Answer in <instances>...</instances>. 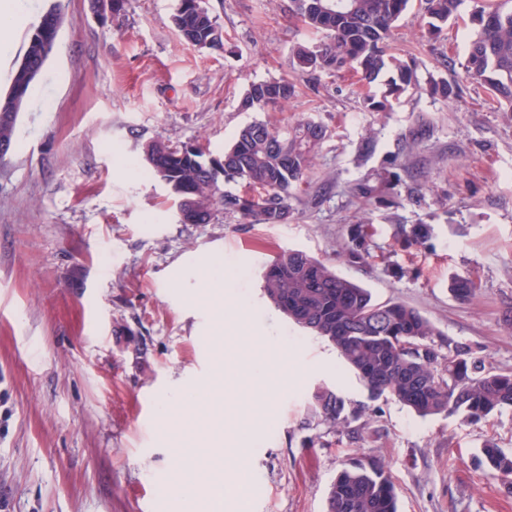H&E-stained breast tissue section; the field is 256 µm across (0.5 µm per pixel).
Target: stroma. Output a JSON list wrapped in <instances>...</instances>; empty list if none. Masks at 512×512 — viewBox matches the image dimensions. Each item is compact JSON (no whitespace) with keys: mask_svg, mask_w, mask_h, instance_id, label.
I'll return each mask as SVG.
<instances>
[{"mask_svg":"<svg viewBox=\"0 0 512 512\" xmlns=\"http://www.w3.org/2000/svg\"><path fill=\"white\" fill-rule=\"evenodd\" d=\"M55 4V47L0 158V512H171L183 479L197 512H327L356 453L385 464L399 512H512V484L482 454L489 441L512 450V409L470 423L370 400L335 347L261 288L267 262L302 250L512 370V112L461 68L475 0L437 36L412 0L389 48L418 84L388 112L366 107L377 87L359 74L299 71L292 48L305 29L291 0H205L217 50L181 39L177 0H122L105 15L88 0H27L32 24L0 58L1 94ZM282 77L296 84L288 103L243 108L251 83ZM441 81L450 95L433 92ZM256 119L326 130L287 223L221 211L179 223L144 146L218 155ZM358 223L369 227L363 264L342 252ZM400 224L431 235L408 244ZM213 254L228 273L214 294L195 286ZM455 277L475 281L472 298L452 295ZM249 354L273 376L289 366L298 376L270 396L241 374L221 384V364ZM321 386L364 408L362 440L312 413ZM177 387L176 422L162 423Z\"/></svg>","mask_w":512,"mask_h":512,"instance_id":"1","label":"stroma"}]
</instances>
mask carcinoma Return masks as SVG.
<instances>
[{
	"label": "carcinoma",
	"instance_id": "1",
	"mask_svg": "<svg viewBox=\"0 0 512 512\" xmlns=\"http://www.w3.org/2000/svg\"><path fill=\"white\" fill-rule=\"evenodd\" d=\"M337 5L325 10L322 2ZM303 20L308 39L297 44L293 56L308 73L354 71L371 84L385 77L381 100L369 96L370 106L381 112L391 100L416 85L414 67L385 53L410 0H291ZM435 34L457 10L459 0H425ZM496 18L484 23V15ZM60 10L49 9L28 40L15 70L7 98L26 95L51 54L60 27ZM181 37L199 49H216L222 35L202 0H179L174 15ZM472 22L475 38L461 63L466 74L489 90L502 112H512V10L478 5ZM294 82L281 78L250 84L247 108L273 109L295 95ZM18 110L0 115V139L14 141ZM325 129L311 121H298L283 130L263 120L244 126L224 149V183L203 164V150L173 147L155 140L144 147L153 175L178 199L177 208L200 209L196 224L209 222L216 210L246 223L284 224L289 200L303 180L315 147ZM427 224H399L396 234L419 243L428 238ZM345 251L350 261L368 257L362 225L350 229ZM263 292L268 301L293 324L331 342L342 363L370 395H388L420 417L460 414L479 420L512 407V372L486 366L472 356L470 347L440 337L429 318L403 303L377 302L359 283L336 272L301 250H288L264 267ZM451 291L459 300L475 295L476 284L456 278ZM313 410L332 428H344L364 415L330 388L313 395ZM483 454L500 475L512 476V453L490 441ZM327 512H398L396 485L377 457H356L332 483Z\"/></svg>",
	"mask_w": 512,
	"mask_h": 512
}]
</instances>
